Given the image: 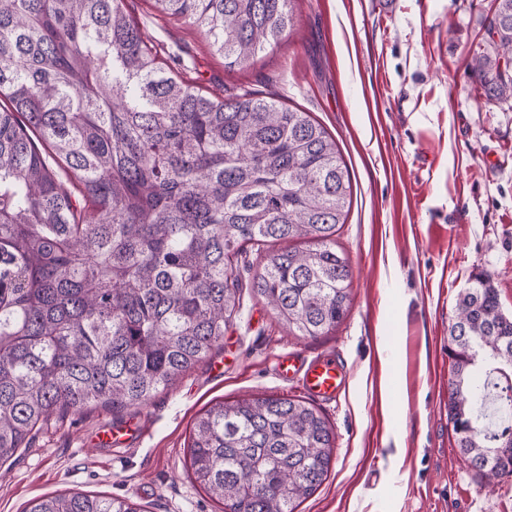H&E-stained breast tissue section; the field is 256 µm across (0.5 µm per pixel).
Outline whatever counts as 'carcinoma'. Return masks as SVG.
Here are the masks:
<instances>
[{"mask_svg":"<svg viewBox=\"0 0 512 512\" xmlns=\"http://www.w3.org/2000/svg\"><path fill=\"white\" fill-rule=\"evenodd\" d=\"M155 2L231 65L278 46L294 20V0ZM124 3L0 0L1 463L51 418L142 406L205 359L238 311L246 244L251 288L288 329L322 336L348 309L336 232L351 180L336 142L306 112L249 92L213 99L167 74ZM471 70L487 101L512 100V0H494ZM448 357L461 456L512 477V429L484 413L493 393L512 405V315L482 273L460 295ZM334 443L305 400L222 401L196 419L189 467L229 512H296ZM25 512L140 508L77 492Z\"/></svg>","mask_w":512,"mask_h":512,"instance_id":"1","label":"carcinoma"}]
</instances>
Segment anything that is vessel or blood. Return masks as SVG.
<instances>
[{"mask_svg": "<svg viewBox=\"0 0 512 512\" xmlns=\"http://www.w3.org/2000/svg\"><path fill=\"white\" fill-rule=\"evenodd\" d=\"M278 372L286 379L298 380L312 396L333 400L346 387V369L333 355L311 360L284 356L278 363Z\"/></svg>", "mask_w": 512, "mask_h": 512, "instance_id": "1", "label": "vessel or blood"}]
</instances>
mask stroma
Masks as SVG:
<instances>
[{
    "label": "stroma",
    "mask_w": 512,
    "mask_h": 512,
    "mask_svg": "<svg viewBox=\"0 0 512 512\" xmlns=\"http://www.w3.org/2000/svg\"><path fill=\"white\" fill-rule=\"evenodd\" d=\"M493 0H295L280 45L229 66L155 0L128 15L165 70L217 98L269 96L311 114L335 140L352 183L336 234L349 259L350 309L327 335L288 331L250 283L211 355L144 406L52 418L0 467V512L42 495L128 499L142 512H224L186 462L195 418L250 396L304 398L279 357L332 353L345 390L316 401L336 448L326 481L297 512H512V479L486 486L448 422V327L473 272L512 314V102L486 101L470 62ZM134 425L129 446L97 444Z\"/></svg>",
    "instance_id": "obj_1"
}]
</instances>
